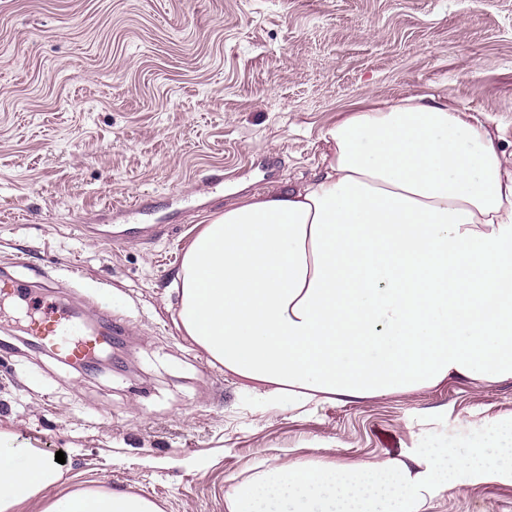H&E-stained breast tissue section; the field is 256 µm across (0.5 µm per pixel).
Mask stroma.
Masks as SVG:
<instances>
[{
  "instance_id": "stroma-1",
  "label": "stroma",
  "mask_w": 512,
  "mask_h": 512,
  "mask_svg": "<svg viewBox=\"0 0 512 512\" xmlns=\"http://www.w3.org/2000/svg\"><path fill=\"white\" fill-rule=\"evenodd\" d=\"M410 94L447 96L511 154L512 0H0V269L125 324L111 368L82 374L0 301V431L64 452L62 490L226 512L256 465L464 453L512 420V379L260 415L174 325L195 224L311 179L342 111ZM429 512H512V483L441 489Z\"/></svg>"
}]
</instances>
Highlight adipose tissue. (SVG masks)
<instances>
[{"label":"adipose tissue","mask_w":512,"mask_h":512,"mask_svg":"<svg viewBox=\"0 0 512 512\" xmlns=\"http://www.w3.org/2000/svg\"><path fill=\"white\" fill-rule=\"evenodd\" d=\"M322 170L228 203L176 273L177 327L242 379L259 413L467 379H512V158L447 97L361 104L321 133ZM0 432V512L60 471ZM512 482L478 444L368 464L283 462L224 493L226 512H424L446 484ZM45 512H162L83 488Z\"/></svg>","instance_id":"adipose-tissue-1"}]
</instances>
